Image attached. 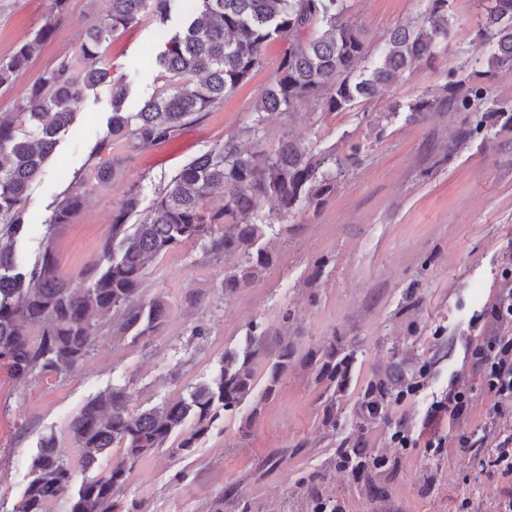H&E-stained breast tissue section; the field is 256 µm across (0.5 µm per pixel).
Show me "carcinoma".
I'll use <instances>...</instances> for the list:
<instances>
[{
  "label": "carcinoma",
  "instance_id": "cac0c4a2",
  "mask_svg": "<svg viewBox=\"0 0 512 512\" xmlns=\"http://www.w3.org/2000/svg\"><path fill=\"white\" fill-rule=\"evenodd\" d=\"M175 0H111L108 14L90 25L81 40L85 66L60 60L45 71L17 104L0 114V366L17 379L36 370L59 373L82 361L94 343V330L110 324L124 334L144 336L164 323L167 303L137 301L147 264L169 250L203 243L207 253L241 255V263L224 275L221 295L251 283L267 267L271 255L259 245L265 225L254 221L261 203L274 201L280 210L318 209L336 191V158L317 155L286 133L272 151L263 148L267 127L300 105L340 112L358 100L375 98L401 78L417 61L436 59L448 43L454 18L448 0H428L417 21L395 27L376 59L361 24L350 14L347 0H198L197 16L165 42L158 57L163 88L146 99L140 111L122 106L129 86L113 77L101 61L100 49L111 36L146 13L164 24ZM70 0H52V19L36 35L0 59V88L13 84L53 26L66 16ZM482 22L477 35L491 45L481 70L461 77L448 68L442 95L427 94L409 105L410 117L422 120L446 105L469 114L468 138L488 133V119L502 130L512 129V99L492 96L490 81L498 72L512 71V0H478ZM286 40L276 78L255 101L252 119L236 135L204 151L159 189L153 210L137 224V189L125 192L112 213V234L102 243L88 285L75 288L59 271L52 240L55 232L79 217L85 181L72 185L45 221L44 246L31 265H20L16 244L27 219L21 202L53 155L60 132L73 121L71 106L87 91L108 82L112 86L110 130L91 153L98 179L113 173L102 153L121 143L129 151L146 149L171 137L189 118L224 104V96L246 83L264 64L266 47ZM224 193V208L207 211L205 200ZM39 327L37 337L27 328ZM264 333L250 332L242 352L224 355L210 384L189 398L170 400L144 411H132L125 389L114 387L85 404L71 419L68 431L81 450L80 467L89 469L98 457L118 447L112 465L72 490L76 471L57 451L54 438L42 439L32 457V479L13 512H49V504L67 500L69 512H116L115 498L138 460L159 448L182 453L195 447L218 413L236 412L248 404L257 416L263 401L276 391L293 365L295 347L286 340L267 363L266 383L257 390V359L263 354ZM305 364L330 392L322 425L336 428V397L350 386L351 357L324 341L309 351ZM414 374L393 369L369 380L359 399L356 425L347 442L356 447L354 465L378 470L377 456L360 447L364 427L376 422L378 409L400 397ZM195 428L179 432L186 419Z\"/></svg>",
  "mask_w": 512,
  "mask_h": 512
}]
</instances>
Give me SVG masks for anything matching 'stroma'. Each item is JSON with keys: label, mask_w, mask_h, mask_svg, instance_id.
Here are the masks:
<instances>
[{"label": "stroma", "mask_w": 512, "mask_h": 512, "mask_svg": "<svg viewBox=\"0 0 512 512\" xmlns=\"http://www.w3.org/2000/svg\"><path fill=\"white\" fill-rule=\"evenodd\" d=\"M348 4L376 54L390 30L420 17L427 0ZM194 8V0H176L167 27L147 13L105 43V61L131 87L127 111H138L162 86L156 57L164 36ZM51 10V0H0V58L45 25ZM108 10L109 0H71L29 67L0 90V113L13 111L57 59L80 63L81 34ZM448 11L456 25L438 59L414 63L379 98L342 112L301 106L287 121L270 125L267 149L289 133L313 152L335 153L348 174L318 211L287 214L274 202L263 203L258 218L269 225L263 244L272 261L250 285L218 297L239 255L213 257L202 244H188L147 266L144 300L169 304L154 335L116 336L99 328L85 360L61 374L36 372L18 380L0 367V512H11L21 498L43 438L54 437L59 453L78 463L68 425L87 402L115 386L126 389L134 410L188 397L211 381L225 353L244 347L255 325L267 332L269 357L283 339L303 354L332 338L350 355L352 382L336 401L335 428L321 424L324 385L297 361L251 423L224 413L191 452L162 448L140 459L120 501H139L145 512H211L219 499L224 512H313L318 497L340 501L345 512H466V503L467 512H492L503 493H512V482L490 476L483 462L455 448L407 449L368 492L336 468V450L355 424L364 381L396 362L409 369L428 363L432 372L423 390L390 404L387 423L365 429L364 448H387L391 423L447 435V420L429 422L428 408L447 390L449 373L473 386L456 339L482 332L480 319L501 285L502 258L512 252V134L464 139L465 113L445 107L420 121L409 117V104L439 92L449 68L468 75L489 51L476 36L475 0H449ZM285 47L282 41L269 45L263 67L246 84L173 137L132 153L113 145L119 164L111 182L93 185L78 220L56 234L64 278L76 286L87 281L128 188H138L142 210H150L160 185L244 126L272 84ZM73 110V123L22 201L30 221L17 250L24 265L40 254L44 222L62 192L75 176L90 174V152L112 116L109 85L87 92ZM200 324L208 336L192 339Z\"/></svg>", "instance_id": "obj_1"}]
</instances>
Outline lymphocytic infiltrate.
Returning a JSON list of instances; mask_svg holds the SVG:
<instances>
[{
    "mask_svg": "<svg viewBox=\"0 0 512 512\" xmlns=\"http://www.w3.org/2000/svg\"><path fill=\"white\" fill-rule=\"evenodd\" d=\"M502 277L503 286L488 306L479 344L467 337L458 341L466 366L478 378L477 390L488 397L481 434L436 436L424 443L430 448L450 444L471 455L487 456L493 474L512 479V269H505ZM474 392L449 381L447 391L431 407V418H447L452 428L468 422Z\"/></svg>",
    "mask_w": 512,
    "mask_h": 512,
    "instance_id": "1",
    "label": "lymphocytic infiltrate"
}]
</instances>
